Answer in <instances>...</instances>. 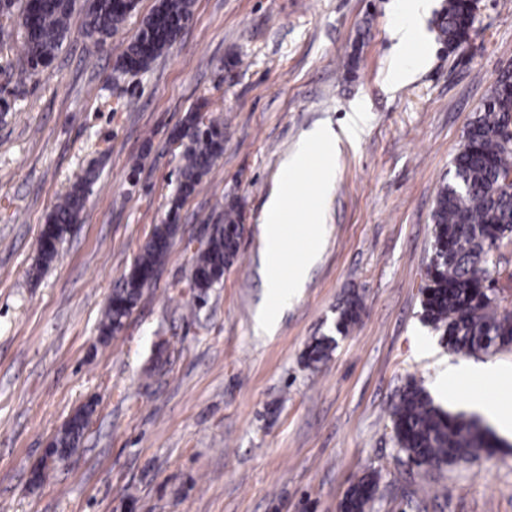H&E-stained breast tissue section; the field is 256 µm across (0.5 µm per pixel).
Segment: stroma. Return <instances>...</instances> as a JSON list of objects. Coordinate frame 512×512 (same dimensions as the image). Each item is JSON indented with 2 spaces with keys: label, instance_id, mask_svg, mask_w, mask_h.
<instances>
[{
  "label": "stroma",
  "instance_id": "35a3bbf8",
  "mask_svg": "<svg viewBox=\"0 0 512 512\" xmlns=\"http://www.w3.org/2000/svg\"><path fill=\"white\" fill-rule=\"evenodd\" d=\"M397 0H193L150 68L116 72L157 0H137L105 41L75 12L52 66L29 76L19 14L0 16V512H341L380 476L371 512H512V447L470 466L420 470L399 453L391 406L408 381L444 408L512 400V381L446 382L448 365L512 370V346L464 358L422 319L432 212L464 133L512 70V0H481L469 42L387 82ZM224 118V153L180 209L156 280L117 337L107 300L163 223L186 113ZM336 180H299L325 211L322 250L267 334L265 204L282 164L318 125L341 130ZM98 178L56 260L37 240L88 168ZM241 206L239 256L205 304L187 283L226 199ZM363 305L335 329L349 295ZM336 347L306 364L312 338ZM93 404L66 464L31 470L69 417Z\"/></svg>",
  "mask_w": 512,
  "mask_h": 512
}]
</instances>
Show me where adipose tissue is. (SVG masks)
<instances>
[{"mask_svg": "<svg viewBox=\"0 0 512 512\" xmlns=\"http://www.w3.org/2000/svg\"><path fill=\"white\" fill-rule=\"evenodd\" d=\"M400 19L393 26L391 38L394 42V64L387 73L390 82L397 83L410 77L414 64L404 56L405 48L411 43L423 40L422 21L430 7V0H399ZM363 121L362 113H355L344 132H335L328 126H317L308 131L295 153L287 157L284 169L290 174H298L306 164L313 148L319 147L327 151H336L341 140H355ZM301 202L298 192L281 190L271 196L265 207L263 236L266 245L267 261L270 273L266 286L272 304L261 311L257 317L259 328L267 333L274 332L279 316L278 300L284 288L298 289L303 287L309 270L321 249L322 239L319 226L323 214L321 210H313L308 214L309 223L306 234L305 258L295 264L288 280H281L279 266L284 251L285 236L283 221L287 213L297 208Z\"/></svg>", "mask_w": 512, "mask_h": 512, "instance_id": "adipose-tissue-1", "label": "adipose tissue"}]
</instances>
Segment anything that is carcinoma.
Here are the masks:
<instances>
[{
	"label": "carcinoma",
	"instance_id": "obj_1",
	"mask_svg": "<svg viewBox=\"0 0 512 512\" xmlns=\"http://www.w3.org/2000/svg\"><path fill=\"white\" fill-rule=\"evenodd\" d=\"M77 0H39L37 7L25 2L22 51L31 76L43 73L67 39L69 21ZM135 7V0H88L85 34L103 41L117 31ZM192 13V0H158L153 13L137 30L117 68L126 72L147 70L177 40V25ZM475 26L468 0H445L436 14L437 40L448 52L463 48ZM512 71L500 73L483 110L469 124L464 143L452 161L454 175L440 188L432 214L433 256L422 288V316L442 331L448 348L471 355L494 352L512 344V314L487 288L499 270L489 265V253L506 240L512 242V186L503 179L512 172ZM181 151L180 178L170 212L177 218L182 201L207 176L224 151V122L203 123L195 112L187 113L177 130ZM97 172L89 168L50 214L39 235V258L49 266L71 226L80 222L90 186ZM212 225L204 247L194 261L197 300L224 276V269L237 258L243 232L238 204L229 200ZM178 225L159 224L124 278L112 291L100 333L119 332L140 300L147 278L163 264ZM357 297L348 298L339 309L336 331L346 332L359 317ZM335 339L323 336L307 352L311 364L328 357ZM91 410H78L50 443V454L70 455L83 438ZM391 419L399 452L410 461H424L440 470L462 461L475 462L493 455L498 439L473 419L446 411L434 404L424 387L412 380L401 390ZM378 476L362 478L353 486L342 512H367L375 498Z\"/></svg>",
	"mask_w": 512,
	"mask_h": 512
}]
</instances>
